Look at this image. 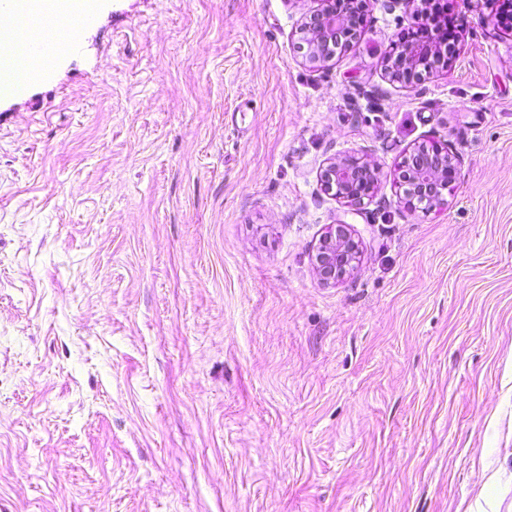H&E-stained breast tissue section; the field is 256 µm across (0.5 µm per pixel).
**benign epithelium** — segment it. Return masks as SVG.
Wrapping results in <instances>:
<instances>
[{"label": "benign epithelium", "mask_w": 512, "mask_h": 512, "mask_svg": "<svg viewBox=\"0 0 512 512\" xmlns=\"http://www.w3.org/2000/svg\"><path fill=\"white\" fill-rule=\"evenodd\" d=\"M401 2L427 29V37L394 43L387 52L389 73L395 81L419 85L432 72L426 61L438 57L447 67L451 59L440 57L441 39L431 10L434 0H388V8L392 10ZM360 4L361 0H324L323 7L309 16L300 29L299 42L308 61L327 63L335 58L337 50L353 42L358 28L355 7ZM458 165L459 156L452 147L420 145L405 154L390 177L402 201L430 213L447 203ZM381 177V169L364 155L334 156L320 170V185L326 194L358 212L373 201ZM358 258L359 244L350 225H329L315 255L320 278L326 283L345 279L356 269Z\"/></svg>", "instance_id": "obj_1"}]
</instances>
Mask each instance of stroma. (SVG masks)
Returning a JSON list of instances; mask_svg holds the SVG:
<instances>
[{
  "label": "stroma",
  "mask_w": 512,
  "mask_h": 512,
  "mask_svg": "<svg viewBox=\"0 0 512 512\" xmlns=\"http://www.w3.org/2000/svg\"><path fill=\"white\" fill-rule=\"evenodd\" d=\"M447 2L412 88L385 0L320 66L321 0H93L0 97V512H512V31ZM424 142L460 157L438 212L320 186ZM382 175L365 155L334 156L320 170V185L327 195L358 212L373 201ZM359 258V244L353 237L350 224L328 225L315 255V267L326 283L345 279L355 269Z\"/></svg>",
  "instance_id": "1"
}]
</instances>
